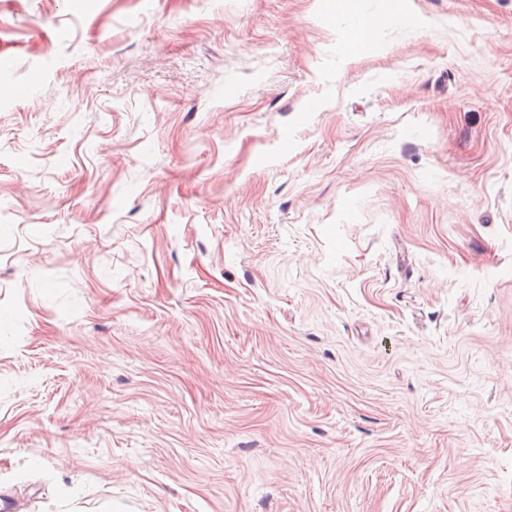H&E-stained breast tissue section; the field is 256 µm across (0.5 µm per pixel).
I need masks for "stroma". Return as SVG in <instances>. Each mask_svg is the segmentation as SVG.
<instances>
[{"label": "stroma", "instance_id": "35a3bbf8", "mask_svg": "<svg viewBox=\"0 0 512 512\" xmlns=\"http://www.w3.org/2000/svg\"><path fill=\"white\" fill-rule=\"evenodd\" d=\"M3 501L512 512V0H0Z\"/></svg>", "mask_w": 512, "mask_h": 512}]
</instances>
